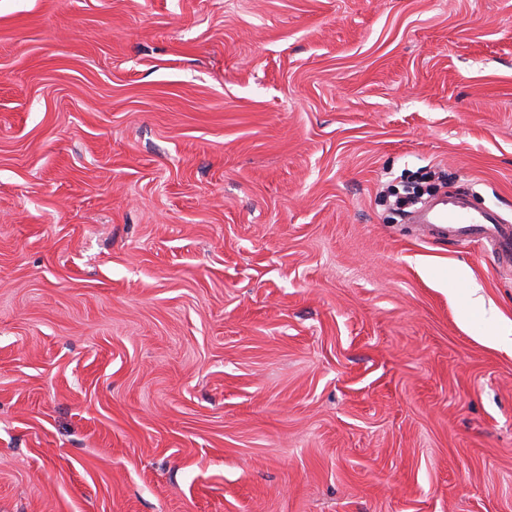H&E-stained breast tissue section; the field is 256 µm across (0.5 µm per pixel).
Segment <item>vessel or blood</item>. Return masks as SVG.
<instances>
[{"mask_svg": "<svg viewBox=\"0 0 512 512\" xmlns=\"http://www.w3.org/2000/svg\"><path fill=\"white\" fill-rule=\"evenodd\" d=\"M421 221L451 239L490 242L502 259L512 258V226L499 223L492 214L450 200L428 210Z\"/></svg>", "mask_w": 512, "mask_h": 512, "instance_id": "obj_1", "label": "vessel or blood"}]
</instances>
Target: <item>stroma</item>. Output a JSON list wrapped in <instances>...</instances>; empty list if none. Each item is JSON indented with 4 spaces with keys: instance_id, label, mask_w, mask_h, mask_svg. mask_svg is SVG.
<instances>
[{
    "instance_id": "35a3bbf8",
    "label": "stroma",
    "mask_w": 512,
    "mask_h": 512,
    "mask_svg": "<svg viewBox=\"0 0 512 512\" xmlns=\"http://www.w3.org/2000/svg\"><path fill=\"white\" fill-rule=\"evenodd\" d=\"M418 170L512 225V0H0V512H512ZM452 191H454L452 187L441 185L429 191L427 186L422 183H412L406 186L403 192L398 195L394 206L405 220H410L413 214L425 208L435 198ZM400 201L403 202V205H400Z\"/></svg>"
}]
</instances>
